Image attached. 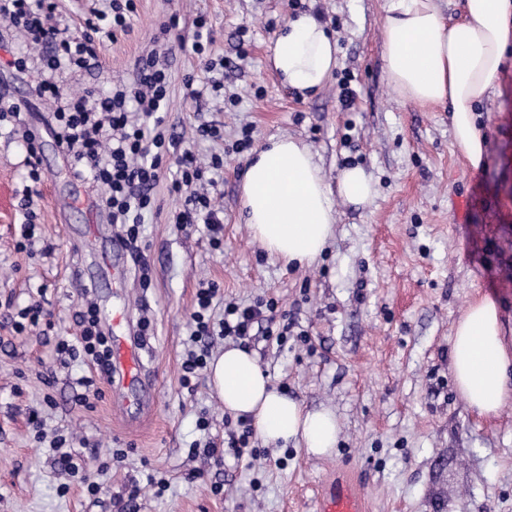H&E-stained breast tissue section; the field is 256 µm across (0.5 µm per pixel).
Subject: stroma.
Listing matches in <instances>:
<instances>
[{"instance_id":"1","label":"stroma","mask_w":512,"mask_h":512,"mask_svg":"<svg viewBox=\"0 0 512 512\" xmlns=\"http://www.w3.org/2000/svg\"><path fill=\"white\" fill-rule=\"evenodd\" d=\"M132 30L101 44L100 69L64 72V86L109 87L136 77L138 57L167 52L172 87L166 123L182 149L217 154L224 174L214 194L223 211L221 246L206 231L172 222L180 196L163 176L138 245L115 283L99 259L117 226L85 233L73 199L96 195L50 143L40 146L44 180L34 200L30 252L15 249L26 185L21 142L0 134V512H315L318 487L339 471L359 476L369 512H512V400L492 419L477 417L451 371V337L468 301L488 295L501 307L512 342V65L480 107L489 137L484 167L471 168L455 145L449 105L422 108L388 87L380 25L386 0H136ZM325 23L338 45V66L313 95L284 88L267 66L277 33L294 15ZM178 25L159 27L169 18ZM205 19L216 89L191 99L186 76H202L196 55L177 51ZM22 36L0 33V92L26 96L29 74L6 68ZM355 92L343 107L342 83ZM219 130L201 139L199 125ZM252 145L293 136L309 145L328 183L361 165L377 193L365 206L335 200L336 223L323 255L293 268L269 257L244 222L241 185L249 152H236L242 129ZM96 276L79 288L77 271ZM217 283L226 302L275 299L291 333L285 345L254 336L248 350L272 386L306 407L328 406L341 426L330 456L251 442L254 457L208 463L192 476L197 446L221 443L238 420L217 400L208 374L184 388L182 362L200 281ZM41 300L53 324L48 336L18 335L8 320ZM125 309L132 323L149 319L144 383L96 379L93 409L76 402L85 364L62 365L59 337L78 334L85 302ZM55 405L47 407L44 396ZM210 421L200 432V417ZM73 435L78 473L61 466L39 431ZM165 481L156 492L149 478ZM220 493H213V486Z\"/></svg>"}]
</instances>
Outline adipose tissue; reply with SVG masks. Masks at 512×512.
<instances>
[{
  "label": "adipose tissue",
  "instance_id": "ef3b65f1",
  "mask_svg": "<svg viewBox=\"0 0 512 512\" xmlns=\"http://www.w3.org/2000/svg\"><path fill=\"white\" fill-rule=\"evenodd\" d=\"M380 34L391 89L405 102L450 104L458 149L470 167L484 166L488 139L475 106L493 92L512 46V0H465L454 23L438 0H387ZM269 62L284 87L317 91L338 65V48L322 22L301 14L280 29ZM375 194L372 174L358 165L342 168L335 185H328L310 147L291 136L253 151L241 188L254 237L270 256L298 266L313 264L324 251L336 222L333 196L363 206ZM451 369L477 416H497L512 398V344L490 296L471 300L457 321ZM209 379L225 411L251 418L265 442L292 441L314 456L336 447L335 411L307 408L277 391L248 350L228 347L214 356Z\"/></svg>",
  "mask_w": 512,
  "mask_h": 512
}]
</instances>
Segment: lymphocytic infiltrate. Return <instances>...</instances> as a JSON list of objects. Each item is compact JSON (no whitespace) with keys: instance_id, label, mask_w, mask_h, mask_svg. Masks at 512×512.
<instances>
[{"instance_id":"1","label":"lymphocytic infiltrate","mask_w":512,"mask_h":512,"mask_svg":"<svg viewBox=\"0 0 512 512\" xmlns=\"http://www.w3.org/2000/svg\"><path fill=\"white\" fill-rule=\"evenodd\" d=\"M136 13L135 0H112L111 10L91 9L83 25L72 27L61 19L59 0H0V20L24 32L33 48L30 54L14 55L12 66L19 72L31 66L39 72L30 87L31 97L53 105L51 127L58 143L67 151L75 172L89 176L100 187L97 202L108 222L122 227L128 245L136 246L143 215L154 205V188L169 168L174 171L172 190L185 195L182 208L174 215L178 227L190 232L202 225L211 236H218L220 210L209 189L224 161L215 154L209 162H198L168 134L165 111L171 75L156 52L138 58L133 82L113 84L107 92L87 87L74 94L55 79L63 68H98V43L130 31ZM218 293V285L208 281L196 294L189 341L200 349L189 352L183 362V383H191L206 368L215 340L249 342L255 326L262 323L268 338L280 344L288 339V326L276 323V300L247 306L225 304L223 317L215 321L210 310ZM79 317V335L59 339L57 353L83 358L98 371L111 374L110 347L99 328L96 307L86 305Z\"/></svg>"}]
</instances>
